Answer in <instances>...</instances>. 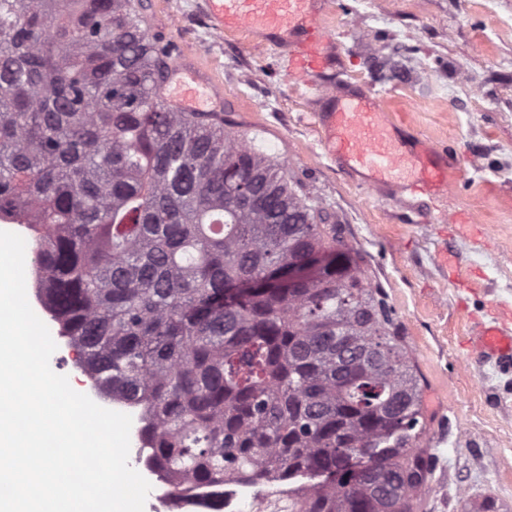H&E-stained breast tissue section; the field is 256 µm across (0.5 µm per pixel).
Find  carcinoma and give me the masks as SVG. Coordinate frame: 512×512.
Wrapping results in <instances>:
<instances>
[{
  "label": "carcinoma",
  "mask_w": 512,
  "mask_h": 512,
  "mask_svg": "<svg viewBox=\"0 0 512 512\" xmlns=\"http://www.w3.org/2000/svg\"><path fill=\"white\" fill-rule=\"evenodd\" d=\"M138 0H0V214L36 224L59 331L141 407L174 498L311 475L271 512H416L423 389L341 225L286 165L167 112ZM331 251L297 288L288 269Z\"/></svg>",
  "instance_id": "carcinoma-1"
}]
</instances>
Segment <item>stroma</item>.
<instances>
[{
    "label": "stroma",
    "mask_w": 512,
    "mask_h": 512,
    "mask_svg": "<svg viewBox=\"0 0 512 512\" xmlns=\"http://www.w3.org/2000/svg\"><path fill=\"white\" fill-rule=\"evenodd\" d=\"M144 5L150 34L223 88L225 128L287 163L392 307L424 392L421 512H512V362L466 346L512 312V0H331L319 27L336 66L308 83L247 29L215 32L203 0ZM324 86L378 94L401 140L454 159L448 195L397 201L337 167L314 115Z\"/></svg>",
    "instance_id": "35a3bbf8"
}]
</instances>
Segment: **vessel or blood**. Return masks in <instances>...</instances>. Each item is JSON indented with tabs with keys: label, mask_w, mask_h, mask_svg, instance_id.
Listing matches in <instances>:
<instances>
[{
	"label": "vessel or blood",
	"mask_w": 512,
	"mask_h": 512,
	"mask_svg": "<svg viewBox=\"0 0 512 512\" xmlns=\"http://www.w3.org/2000/svg\"><path fill=\"white\" fill-rule=\"evenodd\" d=\"M205 13L220 32L248 28L253 36L290 48L298 76L312 78L334 62L332 43L305 38L326 10V0H204ZM165 98L170 112H219L224 93L194 56H184L169 74ZM317 114L329 155L356 172L362 185L394 182L409 170L407 182L420 192L442 194L448 189V166L427 139L406 144L397 138L395 124L377 95L334 91L319 93ZM472 344L488 358L512 356V327L499 318L478 326Z\"/></svg>",
	"instance_id": "b4317fda"
}]
</instances>
